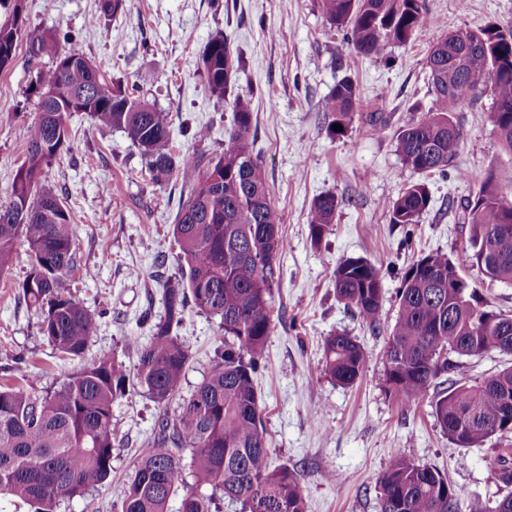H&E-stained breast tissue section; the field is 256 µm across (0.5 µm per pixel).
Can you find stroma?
Here are the masks:
<instances>
[{
  "label": "stroma",
  "mask_w": 512,
  "mask_h": 512,
  "mask_svg": "<svg viewBox=\"0 0 512 512\" xmlns=\"http://www.w3.org/2000/svg\"><path fill=\"white\" fill-rule=\"evenodd\" d=\"M97 4L24 0L16 54L0 70V201L25 158L22 128L37 116L30 83L50 66L48 58L29 56L30 36L71 34L73 47L168 112L176 149L211 154L223 151L231 114L197 66L210 38L226 35L240 61L229 93L251 100L252 153L281 217L274 328L255 377L272 466L296 471L307 512H380L377 480L397 450L447 475L463 512L506 495L491 464L499 440L465 450L436 425L430 400L401 408L386 391L385 346L404 269L432 253L454 260L463 255V204L486 178L512 198V153L503 150L487 119L491 95L454 114L464 144L447 174L404 167L396 152L398 130L434 103L427 66L433 46L463 27L493 24L512 31V0H426L429 23L409 44L388 46L383 60L358 56L324 19L317 0H125L116 19L95 25ZM346 76L359 100L349 126L335 135L318 106ZM368 112L384 113L385 126L367 125ZM206 125L208 138L191 142L188 131ZM68 128L72 149L46 168L42 183L74 220L83 268L72 275L70 290L88 309L105 313L86 355L117 350L131 366L136 353L125 349V340L148 341L163 313V284L176 271L172 224L187 195L185 182L177 175L156 183L126 134L93 125L84 113H74ZM418 183L428 188L431 202L406 231L391 224L386 207ZM326 193L341 205L330 234L316 245L310 207ZM360 256L383 277L385 302L374 327L337 299L332 279L337 263ZM28 269L26 248L17 246L10 276L0 280V369L24 356L42 391L58 386L79 362L55 358L40 336L18 290ZM216 329L215 320L187 311L180 335L192 358L182 395L208 373ZM337 333L355 337L366 354L361 378L349 387L319 374L324 341ZM161 412L142 389L128 388L112 410L111 477L63 502L59 512H112Z\"/></svg>",
  "instance_id": "stroma-1"
}]
</instances>
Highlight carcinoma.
I'll use <instances>...</instances> for the list:
<instances>
[{"label":"carcinoma","mask_w":512,"mask_h":512,"mask_svg":"<svg viewBox=\"0 0 512 512\" xmlns=\"http://www.w3.org/2000/svg\"><path fill=\"white\" fill-rule=\"evenodd\" d=\"M329 24L345 32L354 51L379 59L390 44L406 45L428 20L425 0H318ZM12 19L0 23V70L13 61L21 34L23 0H0ZM124 0H99L98 24L116 17ZM489 52L491 66L473 60ZM29 53L49 57L30 88L38 118L25 127L26 160L17 169L6 203H0V277L12 270L18 239L27 245L29 270L18 284L38 319L39 333L65 357L84 355L99 328V315L68 289L79 265L73 218L60 198L42 185L45 169L67 142L69 112L61 101L81 97L82 111L98 126L123 131L140 150L158 183L176 174L189 178L187 198L172 232L180 253L178 273L163 289V316L146 344L132 341L134 369L117 353L83 362L55 389L38 393L0 383V499L21 503L24 512H58L62 502L101 487L112 473V405L129 387L143 389L162 409L179 396L191 360L178 330L188 306L217 320L220 351L204 380L182 398L174 418L163 415L134 462L129 485L112 512H168L182 495L180 512H212L214 497L240 504L241 512H307L294 472L270 465L263 409L254 377L263 367L273 328L274 259L282 242L280 215L271 202L263 170L252 155L250 99L226 98L239 69L228 38L206 44L198 71L210 93L232 112L224 151L210 155L174 150L168 113L142 100L86 55L59 47L47 31L29 39ZM434 110L400 129L396 152L402 164L421 173L445 172L459 154L464 134L452 120L471 101L488 93V120L512 152V32L494 25L460 28L442 39L428 60ZM358 90L342 78L319 111L330 124L347 127ZM431 202L422 184L406 188L388 205L390 223L407 228ZM334 194L314 199L310 235L318 244L334 223ZM470 251L457 263L429 254L407 267L397 292L398 311L386 348V390L403 408L421 400L433 380L455 366L445 353L479 357L512 354V314L489 308L476 281L512 284V199L487 178L463 207ZM474 270L465 289L448 281ZM336 297L368 324L385 300L380 269L363 257L333 270ZM365 352L353 338L336 334L324 343L319 373L341 386L355 384ZM512 407V365L481 381L450 382L433 399V415L444 435L460 448H480L494 437L512 436L505 420ZM192 482H187V479ZM380 512H460L448 478L400 452L378 479ZM474 512H512V493Z\"/></svg>","instance_id":"cac0c4a2"}]
</instances>
